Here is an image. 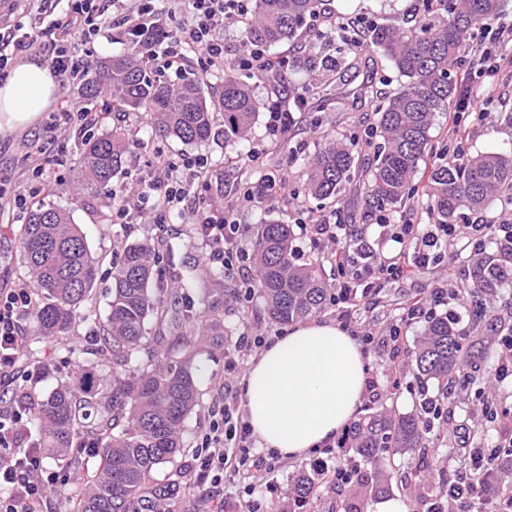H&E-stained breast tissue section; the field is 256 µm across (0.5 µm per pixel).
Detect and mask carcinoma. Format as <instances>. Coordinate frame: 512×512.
I'll return each instance as SVG.
<instances>
[{"label": "carcinoma", "mask_w": 512, "mask_h": 512, "mask_svg": "<svg viewBox=\"0 0 512 512\" xmlns=\"http://www.w3.org/2000/svg\"><path fill=\"white\" fill-rule=\"evenodd\" d=\"M425 15L394 25H368L365 39H343L325 29L311 36L307 53L289 58V67L302 68L308 82L275 106L298 107L306 95L338 103L326 85L315 82L324 72L349 65V58L374 52L400 77V87L384 98L368 139L345 142L324 139L304 165L305 186L315 199L340 202L347 186L364 187L367 211L384 214L400 207L417 192L427 198V211L436 224H456L465 212L477 213L497 198L512 195V151L476 155L456 153L448 144H433L431 129L437 114L452 108L456 81L453 67L471 45L474 26L512 8V0H424ZM324 0H253V19L246 40L266 49L295 43L307 20L323 10ZM148 46H128L127 53L95 64V77L80 83L88 101L110 99L114 112H141L155 136L185 144L202 143L215 135L224 145L247 139L261 104L253 95L254 76L224 64V78L212 90L201 79L185 78L177 86L161 81L147 56ZM224 114V129L214 125V113ZM80 144L73 167L76 202L89 206L98 190L128 164L129 142L119 127L77 137ZM372 152L365 163V152ZM18 249L36 286L40 305L34 312L46 337L69 336L88 319L82 313L97 275L87 240L69 213L39 204L29 209L18 234ZM150 245L132 244L112 257V300L100 344L86 350L79 377L45 398L18 397L37 436L36 444L63 457L73 448H93L99 470L86 487L62 488L71 512H170L185 476L172 472L164 482L154 472L181 453L184 418L200 404L197 344L224 350V308L210 299L206 288L195 300L193 284L182 278L162 279L153 269ZM252 289L264 299L269 318L281 325L305 320L326 310L333 288L325 281L318 258L302 264L294 259L288 224L260 225L253 254ZM512 280V256L477 258L464 291L479 298ZM182 331L166 336L161 327L169 318ZM155 321L150 333L149 321ZM457 317L434 315L417 340L410 368L418 384L419 409L395 414L371 407L353 425L349 445L354 455L347 497L339 512H367L373 499L390 495L394 483L409 500L422 506L448 484L446 472L436 478L429 448L431 420L424 407L435 400L445 405L456 388L461 369L463 334ZM149 350L147 361L132 359ZM112 363V382L95 384L96 363ZM96 414L92 425L86 420ZM408 456L411 468L394 480L384 461ZM326 475L302 467L292 478L291 498L311 504Z\"/></svg>", "instance_id": "1"}]
</instances>
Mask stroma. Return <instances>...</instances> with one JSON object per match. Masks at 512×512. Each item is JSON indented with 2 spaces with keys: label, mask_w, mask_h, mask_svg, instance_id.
Segmentation results:
<instances>
[{
  "label": "stroma",
  "mask_w": 512,
  "mask_h": 512,
  "mask_svg": "<svg viewBox=\"0 0 512 512\" xmlns=\"http://www.w3.org/2000/svg\"><path fill=\"white\" fill-rule=\"evenodd\" d=\"M420 0H330L329 7L334 15L353 17L362 15L378 24L400 22L403 13L419 9ZM301 70L293 69L282 75L263 79L253 84L256 98L262 105L256 124L243 146L225 145L223 138H216L198 145H187L178 140L159 139L151 134L142 114L129 112L114 118H105L101 126L108 129L121 126L127 132L132 154L149 157L152 151H162L171 160L182 156L201 154L210 165L209 183L206 196L213 205L221 206L233 198L236 187L245 181L257 182L264 172L286 170L295 204L284 205L274 200H261L256 206L240 216L241 223L247 224L249 236L245 247H253V229L260 220L281 221L290 224L293 230V248L298 260H305L311 251L309 232L298 224L299 214H306L314 220L330 218L333 212H340L343 223L365 226V237L385 257L396 254L399 244L386 240L380 235L378 226L368 224L367 213L362 202L359 187H351L343 202L320 203L309 198L305 192L302 165L292 157L294 149L302 147L313 150L318 136L311 126L313 115L320 113V102L309 97L304 107L294 111L293 122L286 134L271 135L268 129L269 101L287 97L291 86L304 83ZM397 73L380 58L363 56L358 64L331 76L329 90L332 96L343 99L346 109L342 112H325L324 128L337 135H364L376 118V109L382 96L392 93L399 85ZM374 85L377 96L363 92L366 85ZM84 102L77 94L76 86L60 87L55 102L31 130L0 134V173L8 175L12 182H23L35 178L30 161L25 160L23 141L29 140L44 150L41 182L45 188L39 194L40 202L51 204L70 212L86 236L93 256L102 259L97 280L86 304L95 319L81 323L74 335L41 339L39 350L27 357L26 363L35 367L36 373L27 382L29 392L42 397L58 385L69 381L73 370L67 358L68 349H82L97 343L101 334L99 323L108 314L110 288L112 286V255L121 246L155 242L156 235L149 223L125 226L112 221V194L128 189L140 169L129 166L127 173L115 178L112 186L100 191L93 206L84 207L75 203L71 195L70 166L75 157L77 141L60 129H52L55 114L61 109L83 107ZM512 113V72L503 71L497 92L487 115L481 121L465 117L461 125L465 132L460 146L468 153L492 152L512 147V122L506 121V114ZM256 152L259 159L245 163L247 152ZM18 226L9 212H0V284L28 282L29 277L17 249ZM165 239L183 241L185 247L178 263H169L160 258L159 270L168 278L186 273L192 274L197 283L211 286L212 269L205 267L201 260L204 247L191 229L189 217H179L168 224ZM448 255L440 261L429 264L409 278L395 277L385 282L376 295L364 299L354 318L358 324L386 333L389 326L401 323L403 334L398 344L376 343L365 357L367 372L381 373L384 367H393L395 381H382L381 404L403 414L415 411L418 398L411 385L413 375L407 367L412 351L424 323L420 320L402 321L405 303L414 298L429 299L436 287L455 290L468 276L469 265L474 256L465 240H458L447 248ZM234 279L224 281V344L233 346L246 330H257L277 339L286 334V326L272 322L266 312L263 300L252 296L250 302H242L233 294ZM437 313H451L459 317V327L466 336L463 352V371L466 375L464 388L458 389L448 400V421L444 434L448 442L439 449L440 456L448 460V472H455L471 465V451L475 448L491 452L496 449L499 439L496 426L484 418L479 396H487L498 414L512 413V377L495 380V369L502 357L505 342L512 338V282H505L494 297L485 299L483 304L472 301L458 302L446 299L437 306ZM201 371V404L185 419L182 442L183 451L173 462L159 468L157 479L167 478L174 470L186 469L194 448L202 434L209 427L207 409L213 398L221 392L224 384V357L203 350L195 358ZM311 457L304 459H283L275 467L273 485L266 488L251 485L249 478L240 477L238 482L226 486L222 494L214 495L210 504L212 512H246L249 502H259L265 512H283L288 493V480L301 465L311 464Z\"/></svg>",
  "instance_id": "35a3bbf8"
}]
</instances>
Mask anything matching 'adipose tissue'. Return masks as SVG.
Here are the masks:
<instances>
[{
	"label": "adipose tissue",
	"instance_id": "ef3b65f1",
	"mask_svg": "<svg viewBox=\"0 0 512 512\" xmlns=\"http://www.w3.org/2000/svg\"><path fill=\"white\" fill-rule=\"evenodd\" d=\"M50 67L27 59L0 82V132L27 129L55 99ZM249 425L260 444L299 458L332 439L357 412L365 362L338 325L296 323L254 361L243 380Z\"/></svg>",
	"mask_w": 512,
	"mask_h": 512
}]
</instances>
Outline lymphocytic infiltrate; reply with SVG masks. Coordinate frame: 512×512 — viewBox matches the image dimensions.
Returning <instances> with one entry per match:
<instances>
[{
    "label": "lymphocytic infiltrate",
    "instance_id": "f902f5d3",
    "mask_svg": "<svg viewBox=\"0 0 512 512\" xmlns=\"http://www.w3.org/2000/svg\"><path fill=\"white\" fill-rule=\"evenodd\" d=\"M250 0H0V12L30 17L31 26L15 23L0 31V80L19 54L34 50L43 55L62 83L79 79L88 65L87 47L120 20L127 44L146 40V31L161 10L187 11L190 23L162 40L166 65L180 67L185 48L197 56L201 74L224 67V42L215 30L225 19L247 14ZM488 40L476 41L466 53L460 73L458 112L488 111L502 68L512 67V25L487 22ZM233 62L258 76L278 75L288 69L287 57H270L266 49L239 41ZM208 160L202 156L184 158L180 165L154 155L145 176L137 181L133 203L118 208L113 221L138 224L149 221L163 228L171 214L190 215L206 250L205 265L223 269L225 275L249 282L252 276L248 253L242 246L246 227L238 215L251 208L254 199L243 205L216 208L204 195L208 183ZM383 234L395 243H412V258L390 261L368 245L363 234L352 233L349 246L334 250L336 293L333 304L344 327H351L352 314L360 302L392 277L404 276L427 266L434 250L449 241L464 238L473 247L495 240L504 253L512 255V227L504 224H438L418 234L411 223L387 224ZM35 309L34 293L26 285L0 288V380L17 382L22 371L19 361L26 338L20 319ZM267 337H242L239 347L224 353V395L208 411L207 432L201 437L190 461L191 480L211 496L240 470L271 474L275 465L254 453L256 440L244 416L237 383L242 374L243 355L266 346ZM27 420L17 405L0 408V512H46L48 493L60 486H78V471L63 473L47 466L42 449L25 446ZM445 498L456 501L478 499L488 502L493 512H512V481L506 480L495 456L475 457L469 472L450 481Z\"/></svg>",
    "mask_w": 512,
    "mask_h": 512
}]
</instances>
